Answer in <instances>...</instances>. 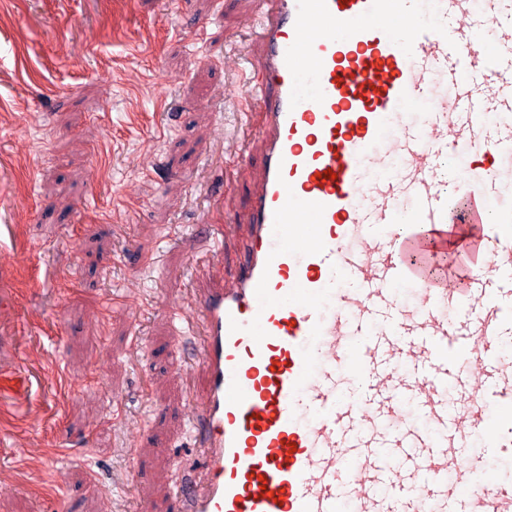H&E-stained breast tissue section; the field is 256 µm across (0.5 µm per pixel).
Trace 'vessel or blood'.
I'll list each match as a JSON object with an SVG mask.
<instances>
[{
	"label": "vessel or blood",
	"instance_id": "obj_1",
	"mask_svg": "<svg viewBox=\"0 0 512 512\" xmlns=\"http://www.w3.org/2000/svg\"><path fill=\"white\" fill-rule=\"evenodd\" d=\"M506 2L255 0L244 100L261 115L263 161L238 274L193 283L203 464L176 512H339L343 485L352 512H512V482L482 465L512 457V359L497 349L512 207L482 225L499 193L492 162L512 156ZM452 148L491 165L457 169L451 195ZM452 224L473 264L463 293L424 272ZM457 304L467 354L452 371ZM31 385L0 361L1 428Z\"/></svg>",
	"mask_w": 512,
	"mask_h": 512
}]
</instances>
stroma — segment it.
Returning a JSON list of instances; mask_svg holds the SVG:
<instances>
[{
  "label": "stroma",
  "mask_w": 512,
  "mask_h": 512,
  "mask_svg": "<svg viewBox=\"0 0 512 512\" xmlns=\"http://www.w3.org/2000/svg\"><path fill=\"white\" fill-rule=\"evenodd\" d=\"M253 0H0V358L34 375L27 426L0 437V512H172L200 458L185 437L201 389L178 233L223 225L233 274L262 162L234 163ZM159 160L158 182L139 178ZM131 291L140 317L103 315ZM66 458L48 455L51 446ZM23 449L18 466L14 451Z\"/></svg>",
  "instance_id": "stroma-1"
}]
</instances>
